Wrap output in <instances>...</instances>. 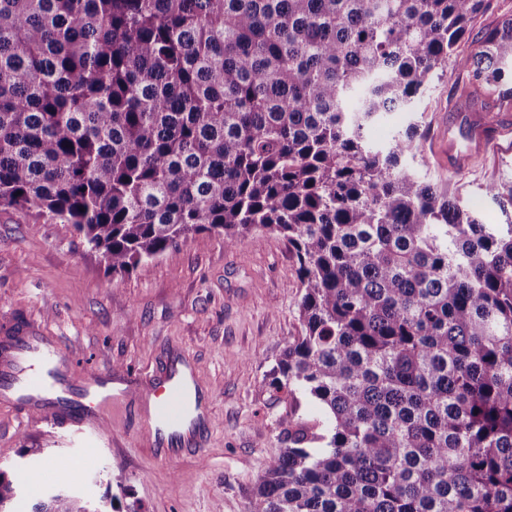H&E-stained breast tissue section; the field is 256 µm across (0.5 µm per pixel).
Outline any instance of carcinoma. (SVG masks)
Instances as JSON below:
<instances>
[{
	"mask_svg": "<svg viewBox=\"0 0 512 512\" xmlns=\"http://www.w3.org/2000/svg\"><path fill=\"white\" fill-rule=\"evenodd\" d=\"M483 6L0 0V207L73 225L114 275L205 231L295 252L272 387L323 414L288 416L252 512H512V221L407 166L418 123L367 136L450 64L475 111L512 107V17L457 53ZM18 495L0 471V512Z\"/></svg>",
	"mask_w": 512,
	"mask_h": 512,
	"instance_id": "carcinoma-1",
	"label": "carcinoma"
}]
</instances>
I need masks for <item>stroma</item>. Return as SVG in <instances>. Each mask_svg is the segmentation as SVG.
Returning a JSON list of instances; mask_svg holds the SVG:
<instances>
[{
  "instance_id": "stroma-1",
  "label": "stroma",
  "mask_w": 512,
  "mask_h": 512,
  "mask_svg": "<svg viewBox=\"0 0 512 512\" xmlns=\"http://www.w3.org/2000/svg\"><path fill=\"white\" fill-rule=\"evenodd\" d=\"M475 89L449 70L433 79L411 111H394L369 132L387 145L414 121L424 147L411 165L481 212L506 223L487 192L512 181V109L498 113L500 133L466 166L452 169L442 149L448 121L469 112ZM304 288L283 237L256 230L240 243L202 232L123 276L107 273L72 225L0 207V337L27 321L56 336L77 376L107 367L151 375L170 346L191 355L211 392L212 424L198 452L160 458L146 448L137 416L125 406L103 415L102 432L55 418L27 419L0 401V463L17 460L25 441L41 459L19 471L16 512H30L45 488L65 486L121 512H251L258 480L282 446L294 407L313 413L312 399L292 403L270 386L285 350L302 334ZM67 465L43 477L56 459ZM119 475L120 483L110 482Z\"/></svg>"
}]
</instances>
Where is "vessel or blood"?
<instances>
[{
	"instance_id": "obj_1",
	"label": "vessel or blood",
	"mask_w": 512,
	"mask_h": 512,
	"mask_svg": "<svg viewBox=\"0 0 512 512\" xmlns=\"http://www.w3.org/2000/svg\"><path fill=\"white\" fill-rule=\"evenodd\" d=\"M462 121L470 147H482L497 134L496 128L470 116ZM64 356L56 338L36 325L5 340L0 345V400L34 419L58 416L93 428L105 409L130 406L158 455L190 450L201 443L211 408L196 368L186 356L170 354L146 391L140 375L105 368L75 379L69 367L59 364Z\"/></svg>"
}]
</instances>
